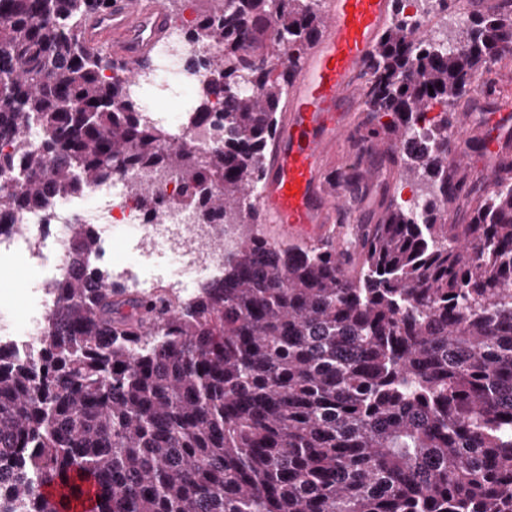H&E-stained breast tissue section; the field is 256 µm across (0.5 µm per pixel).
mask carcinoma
<instances>
[{
	"mask_svg": "<svg viewBox=\"0 0 512 512\" xmlns=\"http://www.w3.org/2000/svg\"><path fill=\"white\" fill-rule=\"evenodd\" d=\"M108 2L0 0V219L169 167L203 222L242 232L224 274L176 302L114 284L91 226L71 225L49 328L25 360L0 345V512H62L42 487L75 496L83 481L94 512H512V160L469 223H448V112L495 94L512 0L452 43L395 0L363 92L371 133L400 142L441 111L425 153L391 157L424 198L354 229L352 276L328 250L255 234L247 194L323 21L316 0L195 10L187 39L220 48L197 61L195 112L215 100L229 132L206 154L131 102L154 56L131 67L86 43ZM129 189L153 211L158 192Z\"/></svg>",
	"mask_w": 512,
	"mask_h": 512,
	"instance_id": "cac0c4a2",
	"label": "carcinoma"
}]
</instances>
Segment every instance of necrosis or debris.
I'll return each mask as SVG.
<instances>
[{
  "instance_id": "necrosis-or-debris-1",
  "label": "necrosis or debris",
  "mask_w": 512,
  "mask_h": 512,
  "mask_svg": "<svg viewBox=\"0 0 512 512\" xmlns=\"http://www.w3.org/2000/svg\"><path fill=\"white\" fill-rule=\"evenodd\" d=\"M209 48L188 42L183 27H173L168 45L157 51L152 71L134 80L141 116L165 124L194 148L208 152L223 147L229 133L219 112L193 120V106L208 80L205 71L186 70L188 58L209 55ZM153 86L173 92L177 104L168 112L158 111L153 99L141 89ZM161 191L153 214H146L130 194V182ZM179 178L171 170L135 167L124 175L95 184L77 197L52 200L48 210H32L0 226V271L9 272L7 291H0V343H14L27 352L35 336L48 324L55 290L67 271L65 242L75 218L91 224L110 245L125 243L130 257L113 262L123 274H133L135 286L152 287L162 279L170 287L198 290L224 270V254L237 241L232 224H205L195 208L180 203ZM166 248L169 266L160 268L146 261L147 245Z\"/></svg>"
}]
</instances>
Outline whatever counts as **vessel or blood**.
<instances>
[{"label": "vessel or blood", "instance_id": "vessel-or-blood-1", "mask_svg": "<svg viewBox=\"0 0 512 512\" xmlns=\"http://www.w3.org/2000/svg\"><path fill=\"white\" fill-rule=\"evenodd\" d=\"M393 0H324V20L293 65L286 106L270 140L254 203L275 240L338 250L339 225L354 222L344 200L330 195L336 149L361 107V87ZM170 17L161 0H110L84 22L85 41L108 47L134 65L145 60L166 32Z\"/></svg>", "mask_w": 512, "mask_h": 512}]
</instances>
